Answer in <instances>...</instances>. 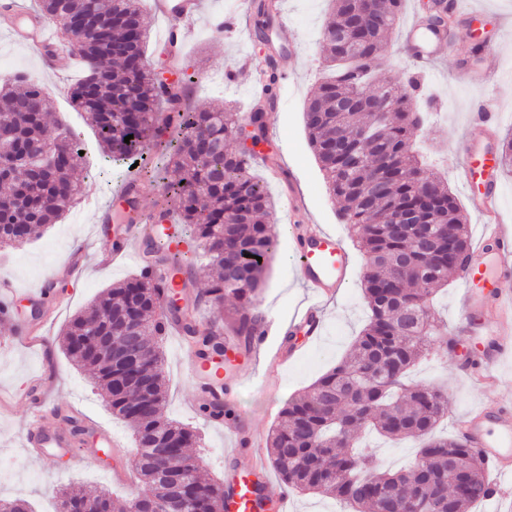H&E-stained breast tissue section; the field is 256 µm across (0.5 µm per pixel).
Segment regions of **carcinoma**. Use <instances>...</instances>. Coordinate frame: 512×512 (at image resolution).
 I'll return each mask as SVG.
<instances>
[{
    "label": "carcinoma",
    "instance_id": "obj_1",
    "mask_svg": "<svg viewBox=\"0 0 512 512\" xmlns=\"http://www.w3.org/2000/svg\"><path fill=\"white\" fill-rule=\"evenodd\" d=\"M331 2L322 43L333 73L316 86L303 120L327 190L341 202L342 219L365 259L367 319L349 352L305 395L282 409L268 441L270 461L284 484L332 495L356 512H465L493 494L484 462L465 441L437 434L438 423L448 414V395L429 384L409 383L405 375L431 343L447 339L448 329L436 322L431 303L470 252L467 224L447 184L424 170L411 150L410 142L423 123L422 113L411 111L420 84L411 78L374 81L383 43L395 31L405 0H380L379 9L359 21L349 0ZM252 6L255 38L267 42V5L253 0ZM34 7L61 35L77 25L86 28V44L79 54L84 73L71 86V99L87 115L106 157L117 163L142 155L153 139L156 114L166 113L170 135L160 143L162 155L183 177L163 183L158 212H176L180 235L202 244L211 286L199 302L217 310L207 333L187 324L185 335L207 356L215 332L225 327L236 337L235 348L250 351L264 319L258 297L277 240L270 224L274 205L264 184L251 173V160L226 148L227 139L237 134L238 113L193 110L187 105L192 76L165 86L140 66L148 32L139 0H95L97 14L112 22L108 30L88 22V0H34ZM346 27L357 37L354 55L331 37ZM277 82V74H271L266 101L250 112L262 125L276 104ZM368 91L386 98L388 110L363 108ZM49 106L44 87L24 75L0 82V125L15 128L33 146L52 142L57 159L54 174L45 182L33 183L21 171L10 182L12 207L0 210L1 249L26 243L40 228L62 218L82 194L76 171L92 177L79 155L77 136L47 126ZM128 135L133 139L126 143ZM499 164L501 171H512L511 136L501 141ZM375 178L386 183L385 192L367 197L363 188ZM135 180L142 188L151 187L160 181V169L144 166ZM402 207L421 209L429 223H394ZM147 253L182 274L183 287L193 283L194 258L180 249L175 237L147 241ZM228 295L242 306L226 325L222 308ZM133 304L140 309V350L154 371L152 394L158 409L151 417L136 410L137 392L114 394L106 366L85 344L90 331L109 327ZM165 333L158 294L139 275L102 293L76 314L64 329L63 349L89 374L112 414L133 427L137 498H190L199 512H218L224 485L201 475L196 458L188 454L195 433L166 415L159 345ZM369 428L393 440H421L414 464L406 470H379L373 453L354 448ZM158 432L175 444L165 455L149 447ZM450 461L469 474L462 494L448 479ZM57 494L59 512H81L91 501L111 503L105 492L62 486Z\"/></svg>",
    "mask_w": 512,
    "mask_h": 512
}]
</instances>
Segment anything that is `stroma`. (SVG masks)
<instances>
[{
  "label": "stroma",
  "mask_w": 512,
  "mask_h": 512,
  "mask_svg": "<svg viewBox=\"0 0 512 512\" xmlns=\"http://www.w3.org/2000/svg\"><path fill=\"white\" fill-rule=\"evenodd\" d=\"M0 0V77L25 73L49 91L51 110L48 123L60 122L80 138L89 168L97 176L85 187V202L70 209L57 223L44 228L40 237L21 247L0 250V277L18 288H33L51 280L52 291L43 306L54 318L48 329L46 347L30 344L19 331L15 319H0V497L26 500L32 512H57L56 490L61 478L77 485L107 491L113 512H123L138 483L132 477L130 446L133 432L127 422L113 416L110 407L96 392L91 378L64 354L61 334L68 321L89 307L113 283L136 276V263L124 259L105 263L101 256L112 248L113 224L98 219L87 205L95 200L117 212L122 201L115 194L118 183L131 175L127 164H114L104 158L96 133L83 112L72 104L68 90L82 75V65L70 53L60 54L55 69L48 70L33 49L16 44L10 37L12 12ZM288 21L287 32L271 29L270 38L280 47L281 71L292 73L293 81L277 90V104L266 121L267 133L257 150L252 172L261 179L275 202V228L278 248L266 272L260 295L265 313L283 321L291 320L307 298L297 262L291 252L290 229L319 224L348 239V227L339 217L341 205L329 196L323 173L308 144L303 112L309 94L324 75L325 58L320 33L330 12L329 0H279ZM465 11L452 30V53L442 55L429 68L415 67L404 43L402 31H395L383 57L381 71L396 78L417 76L428 94L415 102L427 113L425 126L418 131L416 146L423 151L431 168L440 173L456 194L466 217L470 237H478L482 220L470 206L467 192L479 191L478 182L464 183L461 166L470 140H480L490 150H498L505 133L512 132V38L500 40L501 29H512V0H463ZM224 19L235 20L241 33L230 35L219 28ZM251 0H203V9L191 27L180 67L192 74L194 84L188 99L199 109L231 107L237 112L252 107L251 84L254 68L239 73L235 80L225 78L226 68L239 57L261 55V45L253 38ZM497 49L501 66L498 76L486 75L481 65L468 64L469 54L484 56ZM493 97L501 122L497 128L473 127L470 112L477 100ZM276 162L281 178H272L268 162ZM304 198L298 210H286L288 197ZM81 256V277H64L58 272L72 256ZM354 267L346 288L326 307L327 332L321 342L300 356L282 375L278 388L265 390L262 369L249 355L232 353L231 358L249 380L246 387L233 390L234 407L244 417L259 440H267L284 405L303 393L345 353L362 329L365 301L362 290L364 258L354 252ZM166 353L168 413L171 418L199 431L201 442L192 453L202 459L201 473L220 481L225 477L224 450L228 445L222 431L206 425L191 410L194 381L187 366L188 355L175 335L164 336ZM457 351L432 347L428 359L412 374L447 386L450 417L441 425L453 432V420L470 409L512 392V359L502 365L500 385L481 387L465 378ZM40 410L49 428L66 427L68 415L80 413L97 424L121 434L124 447L101 450L92 433L79 435L85 460L69 453L57 455L51 470H43L30 449L25 448L33 410Z\"/></svg>",
  "instance_id": "35a3bbf8"
}]
</instances>
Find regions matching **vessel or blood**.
<instances>
[{
  "mask_svg": "<svg viewBox=\"0 0 512 512\" xmlns=\"http://www.w3.org/2000/svg\"><path fill=\"white\" fill-rule=\"evenodd\" d=\"M149 11L162 14L167 22L165 44L184 46L189 35V23L198 14L199 0H148ZM417 23L406 29L413 40L415 60L421 66L435 61L446 42L444 32L433 33L424 42L415 38ZM17 42L35 46L51 43L56 39L49 23L40 21L33 30L14 29ZM498 162L493 153L472 142L464 167V177L483 178L485 193L472 206L480 213L497 211L500 194L496 170ZM119 197L132 205V223L119 225L112 244L113 257L130 256L151 282L159 288L160 301H167L171 289L180 287L181 281L161 264L147 263L144 241L155 232V216L143 212L132 185L118 188ZM295 254L299 260L301 279L308 290V299L301 312L286 323H264L257 331L250 353L261 360L264 379L278 381L288 362L284 348L268 350L269 335L281 337L304 336L314 343L326 334L325 306L344 288L353 267V258L336 234L319 228L299 237ZM512 256V231L501 224L483 227L481 241L464 265L460 276L466 294L458 310L456 333L469 340L480 352L489 375L483 376L486 384L494 383L492 374L507 352L512 351V309L506 308L508 295L512 294V267L506 263ZM189 369L197 380V406L207 407L204 420L224 432L230 442L226 450L229 474L224 482V506L227 512H291V495L288 491H272L271 479L265 472L258 450L259 443L248 437L245 419L223 416L225 405L224 386L233 382L243 386L244 378L236 370L220 365L217 360L191 353ZM455 429L482 457L489 469L499 477H512V406H481L458 418ZM40 452L36 457L42 468H50L53 456L61 451H71L74 442L71 431H48L40 423L29 429Z\"/></svg>",
  "mask_w": 512,
  "mask_h": 512,
  "instance_id": "obj_1",
  "label": "vessel or blood"
}]
</instances>
